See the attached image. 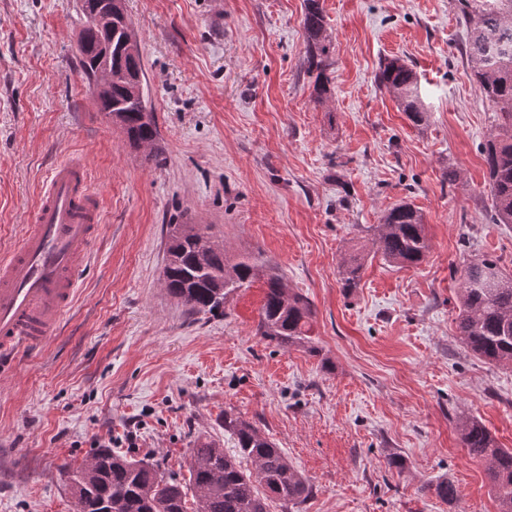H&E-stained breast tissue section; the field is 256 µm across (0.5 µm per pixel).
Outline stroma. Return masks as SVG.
Wrapping results in <instances>:
<instances>
[{"mask_svg": "<svg viewBox=\"0 0 512 512\" xmlns=\"http://www.w3.org/2000/svg\"><path fill=\"white\" fill-rule=\"evenodd\" d=\"M124 3L155 160L81 76L76 0H0V250L32 223L55 164L82 159L99 198L70 313L0 378V512H74L65 465L129 433L131 456L187 481L195 441L234 453L228 413L307 478L299 512H497L459 426L477 418L512 448V367L461 342L457 272L490 258L512 273V224L490 211L494 112L457 0H320L333 41L322 101L304 0ZM391 58L419 77L422 125L375 81ZM401 201L423 214L425 261L376 257L343 288V255ZM171 224L209 226L229 255L278 265L313 306L314 351L260 340L257 285L225 315H189L162 285ZM442 477L453 502L428 490Z\"/></svg>", "mask_w": 512, "mask_h": 512, "instance_id": "35a3bbf8", "label": "stroma"}]
</instances>
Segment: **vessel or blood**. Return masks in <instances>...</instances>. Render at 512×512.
<instances>
[{
	"label": "vessel or blood",
	"mask_w": 512,
	"mask_h": 512,
	"mask_svg": "<svg viewBox=\"0 0 512 512\" xmlns=\"http://www.w3.org/2000/svg\"><path fill=\"white\" fill-rule=\"evenodd\" d=\"M97 217L83 164L57 165L38 195L30 231L0 257V368L18 348L52 335L68 312Z\"/></svg>",
	"instance_id": "1"
}]
</instances>
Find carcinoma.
Segmentation results:
<instances>
[{
  "instance_id": "obj_1",
  "label": "carcinoma",
  "mask_w": 512,
  "mask_h": 512,
  "mask_svg": "<svg viewBox=\"0 0 512 512\" xmlns=\"http://www.w3.org/2000/svg\"><path fill=\"white\" fill-rule=\"evenodd\" d=\"M82 46L80 71L88 85L110 76L96 102L134 149L156 153V114L145 89L139 41L124 0H80ZM470 27L466 55L480 93L496 108V123L483 146L492 211L498 224H512V0H458ZM302 27L307 42V73L315 75L321 100L330 92L326 71L332 37L320 0H304ZM379 86L398 101L409 120L426 121L417 76L408 64L390 59L376 73ZM372 247L389 263L420 265L430 243L421 212L408 202L390 208L372 227ZM366 255L357 251L342 259L344 288L359 285ZM162 280L167 293L190 315L222 314L227 298L254 283L263 285L256 335L276 348L303 347L317 352L311 341L312 305L288 288L280 269L258 256H227L199 224L169 225ZM457 330L467 349L496 366H512V275L496 261L483 259L463 266L459 275ZM224 430L236 437V454L216 443L201 441L191 449L193 463L187 483L166 478L154 465L99 448L87 463L66 465L71 490L81 512H270L273 501L283 510L303 504L311 494L307 479L252 423L224 415ZM470 454L486 464L498 512H512V448H501L477 419L460 426ZM251 468L243 467V462ZM443 501L456 490L442 478L427 486ZM193 508H188L187 495Z\"/></svg>"
}]
</instances>
